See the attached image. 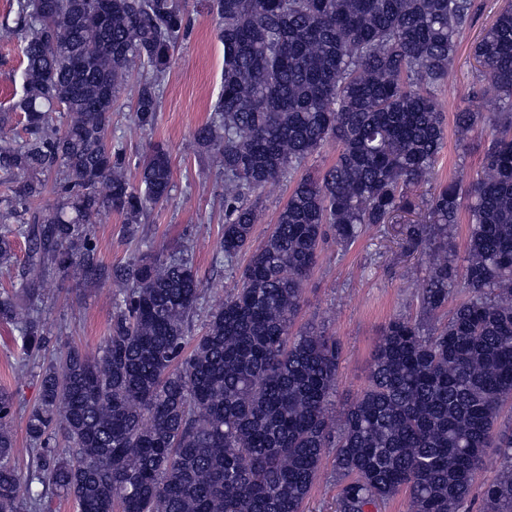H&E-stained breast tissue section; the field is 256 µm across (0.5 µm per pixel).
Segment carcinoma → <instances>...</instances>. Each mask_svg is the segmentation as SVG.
<instances>
[{
  "instance_id": "cac0c4a2",
  "label": "carcinoma",
  "mask_w": 512,
  "mask_h": 512,
  "mask_svg": "<svg viewBox=\"0 0 512 512\" xmlns=\"http://www.w3.org/2000/svg\"><path fill=\"white\" fill-rule=\"evenodd\" d=\"M224 46L221 94L192 142L224 172V260L250 252L236 288L208 307L193 265L154 244L115 269L98 258L93 225L124 218L136 238L168 201L171 160L144 153L137 182L112 144V112L139 76L132 120L158 118L171 52L189 34L188 0H15L22 94L0 115L23 134L0 136V269L28 248L0 323L20 333L26 366L50 350L39 302L48 278L108 283L112 317L99 352L55 349L39 365L40 403L16 447L14 397L0 389V512H46L37 482L77 512H303L333 453L337 512L380 510L407 495L408 512H463L487 449L502 467L481 512H512V0L472 51L492 117L454 114L462 137L488 126L480 173L463 190L433 182L444 140L436 91L448 80L474 0H208ZM336 145L317 177L295 179L266 239L258 192L294 179ZM58 175L53 187L48 176ZM431 185L429 197L413 188ZM58 197L44 213L47 191ZM468 205L464 266L451 242ZM396 212L420 219L407 248L427 258L421 291L434 316L460 286L469 297L430 330L391 320L367 384L341 417L330 411L341 349L322 332H292L323 243H349ZM62 436L66 447L52 445ZM26 455L27 472L13 464ZM335 159L336 148L332 145H328L307 159V161L298 172V176L316 175L318 172L329 167L335 161Z\"/></svg>"
}]
</instances>
